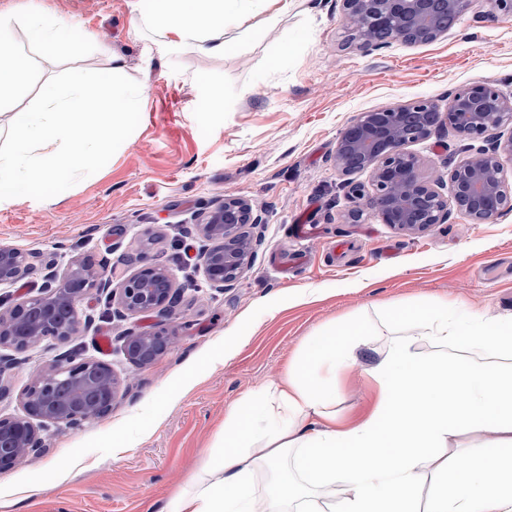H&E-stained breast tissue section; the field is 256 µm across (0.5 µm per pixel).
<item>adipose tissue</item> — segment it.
I'll return each instance as SVG.
<instances>
[{"mask_svg": "<svg viewBox=\"0 0 512 512\" xmlns=\"http://www.w3.org/2000/svg\"><path fill=\"white\" fill-rule=\"evenodd\" d=\"M294 0H155L144 26L160 28L170 50L220 55L239 19L276 22ZM422 356L403 335L371 365L376 406L352 424L336 420L337 371L354 361L367 328L349 323L319 337L293 362L280 387L260 388L246 409L224 416L222 444L189 477L166 512H512V318L463 315L444 305L412 314ZM493 436L476 452L461 436ZM273 477L256 489L259 468ZM433 490L421 499L423 477Z\"/></svg>", "mask_w": 512, "mask_h": 512, "instance_id": "obj_1", "label": "adipose tissue"}]
</instances>
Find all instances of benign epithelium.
Returning a JSON list of instances; mask_svg holds the SVG:
<instances>
[{
  "mask_svg": "<svg viewBox=\"0 0 512 512\" xmlns=\"http://www.w3.org/2000/svg\"><path fill=\"white\" fill-rule=\"evenodd\" d=\"M475 0H342L348 41L363 52L386 46L378 32L393 30L392 39L432 42L448 28L437 24L435 9L458 16ZM449 127L464 140L488 146L468 154L448 173L459 213L472 224L493 222L512 209V193L503 177V159L512 160V97L483 83L454 94L446 110L429 99L362 112L341 131L336 143V167L344 175L367 171L370 185L348 182L349 224L358 223L368 209L382 223L407 232H424L448 220V201L440 192L443 176L422 174L423 162L408 146ZM249 203L238 198L209 212L198 233L209 245L201 252L206 278L216 288L235 281L247 268L260 238L246 233L257 225ZM137 265L130 276L112 280L99 275L85 278L89 263L73 261L63 274L40 253L0 248V284H14L41 275V293L0 311V348L25 351L20 339L32 342L53 337L64 344L81 324L80 304L92 294L105 292L118 314L157 313L170 317L178 301L170 271L146 254L129 259ZM130 362L144 368L171 351L176 336L162 328L153 332L129 330L122 337ZM121 387L111 366L79 353L66 351L41 372L24 393V416L0 415V474L13 470L25 457L41 454L46 445L40 435L45 422L76 427L112 409Z\"/></svg>",
  "mask_w": 512,
  "mask_h": 512,
  "instance_id": "7a95c632",
  "label": "benign epithelium"
}]
</instances>
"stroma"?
I'll list each match as a JSON object with an SVG mask.
<instances>
[{
  "instance_id": "1",
  "label": "stroma",
  "mask_w": 512,
  "mask_h": 512,
  "mask_svg": "<svg viewBox=\"0 0 512 512\" xmlns=\"http://www.w3.org/2000/svg\"><path fill=\"white\" fill-rule=\"evenodd\" d=\"M152 0H0V40L25 59L29 80L0 107L6 130L48 78L76 68L124 63L126 77L149 83L140 123L98 172L43 201L0 200V247L52 258L57 271L89 259L96 271L133 273L146 253L174 276L180 299L171 318L117 317L104 297L82 306L68 345L44 338L5 371L11 387L0 414H23L34 375L62 349L109 364L130 379L109 414L72 429H41L47 451L0 475V512H160L219 443L225 412L261 385L280 382L294 358L329 328L356 319L367 346L336 377L339 420L353 421L377 400L366 368L386 353L390 307L428 309L446 301L489 319L512 317V210L470 224L457 210L422 233L400 231L374 214L343 221L350 203L336 168V141L361 112L431 99L447 106L474 83L512 95V17L485 5L460 15L429 43L397 39L365 53L349 46L340 0H297L288 15L232 27L224 54L187 47L163 55L157 28L135 26ZM48 9L63 30L46 55L28 39L29 20ZM479 142L451 128L412 144L424 173L448 172ZM241 197L263 222L250 267L213 287L200 265L185 266L182 243L201 250L196 226L225 198ZM175 333L176 346L136 369L122 351L127 330ZM107 337L101 351L98 337ZM229 357L211 362L218 350ZM142 414L141 431L126 417ZM130 449L112 450L122 442Z\"/></svg>"
}]
</instances>
